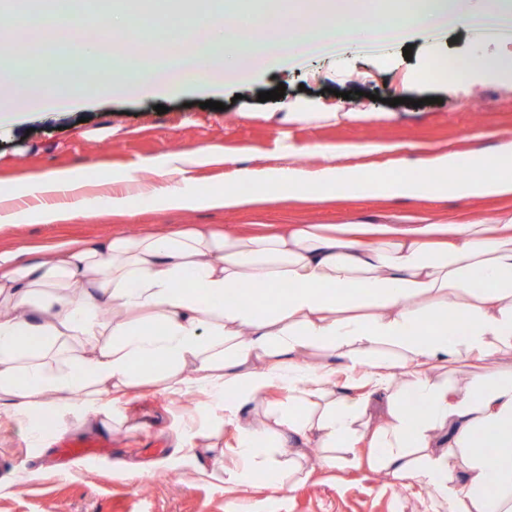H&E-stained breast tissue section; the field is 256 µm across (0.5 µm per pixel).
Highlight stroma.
Segmentation results:
<instances>
[{
    "label": "stroma",
    "mask_w": 512,
    "mask_h": 512,
    "mask_svg": "<svg viewBox=\"0 0 512 512\" xmlns=\"http://www.w3.org/2000/svg\"><path fill=\"white\" fill-rule=\"evenodd\" d=\"M475 43L466 29L417 37L411 50L395 44L272 68L248 85L212 93L193 88L175 94L93 98L63 112L41 113L0 130V190H21L29 174L71 169L96 177L99 171L131 173L172 152L206 147L209 164L190 168L201 190L223 186L237 168L311 165V145L381 141L398 144L416 157L429 146L488 149L512 137V73H475L468 82H424L418 75L433 60L468 54ZM285 85L284 97L259 101V93ZM352 100H344V92ZM224 110L207 108V101ZM392 112L390 121L367 125L293 124L278 132L269 112L326 110L340 104ZM165 113H157L156 105ZM512 209V199L463 198L412 201L353 197L312 203L290 194L275 196L255 210H169L142 203L126 215L109 211L63 224L0 227V249L47 248L73 239L88 243L123 234L170 232L208 225L250 230L259 224L393 222L427 210L441 217L479 216ZM137 428L105 432L79 426L74 417L62 430L33 441L30 418L0 412V512H420L430 499L424 487L402 488L387 471L368 466L314 467L308 480L275 491L257 481L246 488L215 476L210 459L177 449L219 413L201 392L168 394L135 390L125 406ZM75 441L105 438L109 457L73 465L57 455L59 437ZM134 477H127L126 469Z\"/></svg>",
    "instance_id": "1"
}]
</instances>
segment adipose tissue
I'll use <instances>...</instances> for the list:
<instances>
[{
  "label": "adipose tissue",
  "mask_w": 512,
  "mask_h": 512,
  "mask_svg": "<svg viewBox=\"0 0 512 512\" xmlns=\"http://www.w3.org/2000/svg\"><path fill=\"white\" fill-rule=\"evenodd\" d=\"M90 30L70 0H0V126L21 111L86 97L183 86L208 88L332 42L357 48L437 27L488 22L512 33V0H101ZM122 37L114 59L105 33ZM91 71V83L74 69ZM512 71V54L473 52L433 61L425 76L454 82ZM383 112H280L279 126L371 124ZM384 142L313 145L314 166L240 168L231 184L190 192L199 149L172 153L142 174L95 184L57 169L0 192V224H55L98 206L127 212L149 197L180 210L236 208L285 182L307 197L427 199L512 196V138L490 151L447 148L395 159L391 173L342 164L389 151ZM264 295L241 299L242 286ZM111 317H104V308ZM512 211L461 224H290L261 231L196 228L99 244L61 243L40 256L0 250V412L53 427L69 414L123 427L116 413L134 388L201 390L223 406L233 458L214 459L225 484L292 488L319 464L368 460L417 482L448 512H512ZM343 372L345 393L333 376ZM472 373L466 386L449 375ZM282 392L258 414L247 408Z\"/></svg>",
  "instance_id": "adipose-tissue-1"
}]
</instances>
